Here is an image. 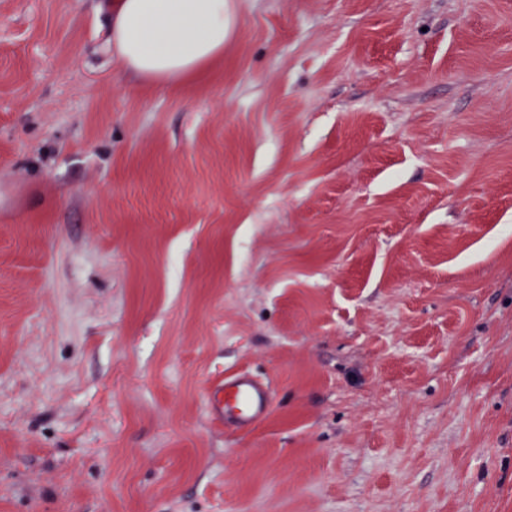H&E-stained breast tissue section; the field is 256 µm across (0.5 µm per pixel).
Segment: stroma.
I'll use <instances>...</instances> for the list:
<instances>
[{
	"mask_svg": "<svg viewBox=\"0 0 512 512\" xmlns=\"http://www.w3.org/2000/svg\"><path fill=\"white\" fill-rule=\"evenodd\" d=\"M112 3L0 0V512H512V0ZM229 0H119L111 44L123 72L174 85L224 55ZM209 407L215 416L247 428L270 410L269 387L246 371L224 378L211 392Z\"/></svg>",
	"mask_w": 512,
	"mask_h": 512,
	"instance_id": "1",
	"label": "stroma"
}]
</instances>
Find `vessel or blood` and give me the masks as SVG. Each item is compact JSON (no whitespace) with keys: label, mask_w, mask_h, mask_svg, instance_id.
Wrapping results in <instances>:
<instances>
[{"label":"vessel or blood","mask_w":512,"mask_h":512,"mask_svg":"<svg viewBox=\"0 0 512 512\" xmlns=\"http://www.w3.org/2000/svg\"><path fill=\"white\" fill-rule=\"evenodd\" d=\"M209 407L215 416L246 428L267 415L271 394L266 384L241 371L226 377L212 390Z\"/></svg>","instance_id":"b4317fda"}]
</instances>
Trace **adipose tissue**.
I'll return each mask as SVG.
<instances>
[{"instance_id": "ef3b65f1", "label": "adipose tissue", "mask_w": 512, "mask_h": 512, "mask_svg": "<svg viewBox=\"0 0 512 512\" xmlns=\"http://www.w3.org/2000/svg\"><path fill=\"white\" fill-rule=\"evenodd\" d=\"M228 0H118L112 52L139 80L174 85L223 55Z\"/></svg>"}]
</instances>
